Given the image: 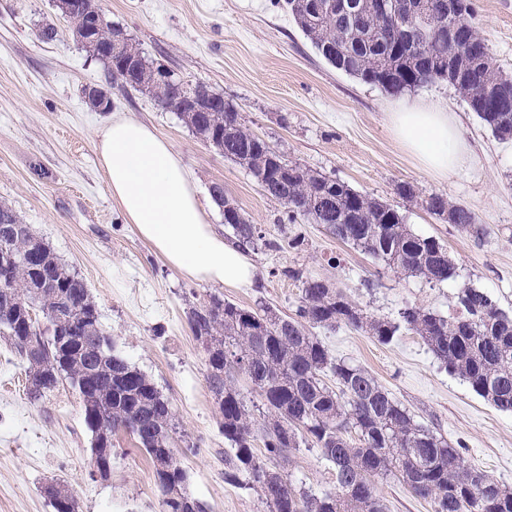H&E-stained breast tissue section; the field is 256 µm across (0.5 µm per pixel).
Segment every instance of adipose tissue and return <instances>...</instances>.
Listing matches in <instances>:
<instances>
[{
    "label": "adipose tissue",
    "instance_id": "obj_1",
    "mask_svg": "<svg viewBox=\"0 0 512 512\" xmlns=\"http://www.w3.org/2000/svg\"><path fill=\"white\" fill-rule=\"evenodd\" d=\"M388 121L428 174L446 179L469 160L468 145L447 104L403 98ZM107 188L140 237L187 277L227 288H250L256 267L247 250L227 242L206 220L172 145L148 125L113 117L97 135Z\"/></svg>",
    "mask_w": 512,
    "mask_h": 512
}]
</instances>
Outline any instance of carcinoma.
<instances>
[{"label":"carcinoma","instance_id":"obj_1","mask_svg":"<svg viewBox=\"0 0 512 512\" xmlns=\"http://www.w3.org/2000/svg\"><path fill=\"white\" fill-rule=\"evenodd\" d=\"M421 2L430 39L418 53L403 45L405 25L394 9L354 13L344 0H334L332 14L325 17L302 0H285V8L318 53L326 45L336 48V56H324L336 70L393 95L447 82L498 140H511L512 107L496 104L512 103V78L495 67L486 39L470 26L450 48L448 0ZM85 9L83 24L97 26L104 17L97 0H85ZM97 34L103 48L99 61L110 72L113 46L108 32ZM452 50L464 68L450 76ZM127 51L140 55L141 69L120 75L123 87L170 98L173 87L156 82L154 62L134 42L122 49ZM178 116L196 137L246 167L265 195L284 206L288 222L304 217L321 224L389 269L432 285L457 275L445 246L413 232L394 207L297 163L288 165V180L277 179L282 154L246 127L223 95L211 93L207 112ZM210 191L224 198L228 240L251 251L281 248L224 197L223 185L215 183ZM425 207L477 239L484 235L471 209L442 194L430 195ZM5 225L13 233L0 235V255L10 253L14 262L10 279L0 283V334L29 364L34 382L29 395L44 399L69 382L79 393L91 433L103 421L112 434L132 436L148 454L164 512H205L187 491V474L175 457L176 427L167 398L151 377L115 353L84 281L0 201V228ZM280 275L299 287L291 316L261 301L246 308L216 295L188 311L190 329L208 355L209 388L221 395L224 441L234 451L224 479L257 491L267 512H385L376 481L388 479L429 501L432 512H512L511 489L467 465L458 449L436 429L418 423L368 370L336 358L313 334L316 328L344 325L388 344L401 330L411 331L444 369L463 377L497 409L512 412V311L485 289L466 285L452 317L407 306L391 321L367 315L342 290L300 266H285ZM61 298L78 309L75 323L67 325L78 341L68 350L29 314L38 311L48 323ZM249 374L257 404L239 385L238 377ZM303 445L319 449L333 465L337 491L316 495L295 489L285 469L290 453ZM50 502L54 512H78L76 499L61 486L54 487Z\"/></svg>","mask_w":512,"mask_h":512}]
</instances>
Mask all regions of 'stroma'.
Returning <instances> with one entry per match:
<instances>
[{"instance_id": "stroma-1", "label": "stroma", "mask_w": 512, "mask_h": 512, "mask_svg": "<svg viewBox=\"0 0 512 512\" xmlns=\"http://www.w3.org/2000/svg\"><path fill=\"white\" fill-rule=\"evenodd\" d=\"M98 2L107 20L124 28L148 57L232 100L245 125L289 161L397 208L414 232L439 239L458 268V277L434 286L383 268L301 218L291 227L301 246L254 253L255 287L184 278L139 237L108 193L96 133L113 116L153 126L179 154L200 197H209L212 184H223L268 238L279 235L282 206L176 113L108 78L72 39L53 0H0V201L84 280L117 353L169 400L179 437L176 457L206 512H266L256 491L224 479L231 450L206 382L207 355L187 323L189 308L215 294L245 307L261 300L293 314L299 290L275 271L296 264L334 283L374 317L397 319L408 304L450 314L466 285L486 289L512 309V141L495 138L450 84L416 88L412 97L447 101L472 150L471 162L454 178L430 176L386 121L395 95L328 64L283 0ZM470 3L468 22L488 40L499 69L511 75L512 0ZM45 24L57 28L56 41L36 40V29ZM93 85L108 90L111 111L87 104L84 90ZM403 182L415 186L418 201L399 196ZM435 193L469 207L487 235L474 238L428 212L423 201ZM368 277L376 288H362ZM314 334L334 356L371 372L416 421L460 447L466 463L512 488V412L498 410L448 373L420 336L405 331L381 344L345 326ZM91 441L70 384L31 400L25 366L0 336V512H54L44 492L53 482L69 488L79 512H163L152 462L128 435L113 437L106 478L92 473ZM287 472L314 494L335 487L332 465L315 448L293 452Z\"/></svg>"}]
</instances>
